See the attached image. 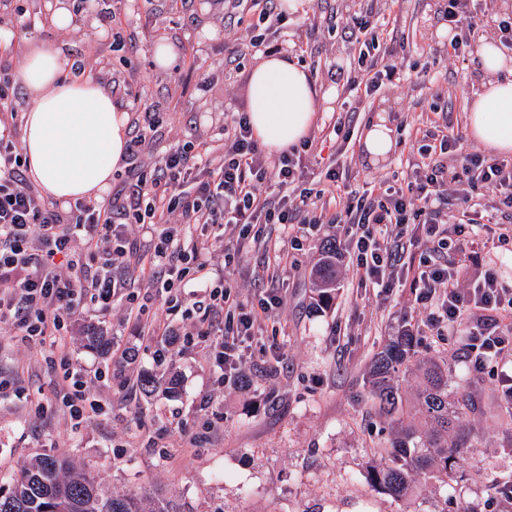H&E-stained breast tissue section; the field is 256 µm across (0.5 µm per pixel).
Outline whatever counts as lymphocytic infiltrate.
<instances>
[{"mask_svg": "<svg viewBox=\"0 0 512 512\" xmlns=\"http://www.w3.org/2000/svg\"><path fill=\"white\" fill-rule=\"evenodd\" d=\"M448 24L444 52L451 63H465L486 33L512 50V12H477L476 0H446ZM344 28L358 49L356 75L347 78L348 111H358L399 79L396 64L378 57L380 41L372 12L346 17ZM11 62L0 57V323L24 342L54 347L64 371L62 399L71 420L102 415L86 399L83 369L75 367L65 344L70 322L86 303L115 298L134 301L135 282L127 271L137 254L125 227L139 225L146 235L149 270L146 285L167 314L191 303L193 334L206 352L217 382L240 379L239 343L258 335L262 322L281 307L277 289H267L253 307L235 295L228 277L215 285L206 279L212 242L224 239L229 225L285 224L291 240L324 224L341 225L353 253L352 277L360 288L388 296L409 284L418 304L430 307L436 334L461 326L483 311L512 315V289L493 272L465 280L455 256L462 252L466 227L481 222L512 223V160L467 154L455 159L459 141L448 123L416 129L419 147L402 175L374 182L363 192L341 194L346 184L335 157L321 164L326 183L305 187L308 167L298 148L270 157L253 136L247 113L226 108L222 153L211 146L166 151L150 171L131 174L117 198L66 207L47 203L30 186L16 138L18 113L13 101ZM299 194H290V187ZM495 193L491 210L479 209L483 192ZM457 210H449V200ZM202 225L206 237L185 233ZM425 242L418 263L405 262L402 241ZM66 272H59L58 260ZM193 281L200 293L186 295Z\"/></svg>", "mask_w": 512, "mask_h": 512, "instance_id": "lymphocytic-infiltrate-1", "label": "lymphocytic infiltrate"}]
</instances>
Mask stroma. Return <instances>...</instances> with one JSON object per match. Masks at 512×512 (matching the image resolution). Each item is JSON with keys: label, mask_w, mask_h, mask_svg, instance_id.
I'll list each match as a JSON object with an SVG mask.
<instances>
[{"label": "stroma", "mask_w": 512, "mask_h": 512, "mask_svg": "<svg viewBox=\"0 0 512 512\" xmlns=\"http://www.w3.org/2000/svg\"><path fill=\"white\" fill-rule=\"evenodd\" d=\"M438 6V0H307L315 27L289 30L305 51L304 69L316 72L319 90L334 93L317 115L305 157L336 154L349 173L350 190L363 191L371 180L401 171L409 151L407 134L398 128L403 121L416 126L448 113L461 136L458 155L479 148L467 130L474 65L440 58L436 46L448 33L434 16ZM55 7L54 0H0V28L11 34L0 55L9 57L17 73L27 44L50 43L68 63H82L94 74L128 121L136 119L128 109L133 98L153 106L155 127L140 152L125 157L113 173L112 190L124 185L130 171L150 169L172 147L222 145L225 107L248 109L250 74L260 60L245 31L258 19L251 0H88L80 23L64 29L50 20ZM367 7L385 15L396 62L420 77L383 87L370 107L355 113L350 145L339 154L323 132L341 111L343 75L356 67L357 55L338 22ZM102 9L116 15L114 29L102 28ZM161 42L174 50L172 67L155 61L153 50ZM437 90L442 96L436 100ZM380 115L395 128L396 146L376 163L362 147V133ZM263 236L287 253L286 268L269 264L252 233L239 226L227 228L225 247L213 257L220 271L228 265L225 254H233L228 266L240 301L255 302L271 286L283 298L249 343L241 361L245 383L215 385L201 347L184 340L172 343L163 336L155 345L144 343L126 301L118 299L83 316L112 333L114 355L85 349L79 332L66 338L74 360L88 371L87 394L108 407L105 415L78 424L60 396L62 372L49 348L20 343L9 326H0V379L11 383L0 395V485L36 457L54 454L71 456L112 491L156 486L181 512H512L492 481L512 451V435L472 412L466 426L474 446L464 480H421L403 498L374 486L369 469L380 461L374 452L380 420L364 385L374 356L410 323L419 334L418 356L446 362L452 388L477 386L482 402L502 407L512 351L477 363L465 331L430 335L427 312L409 287H396L384 299L376 290L352 287L346 267L332 308L321 309L311 271L324 242L342 241L340 228L323 225L298 250L282 225H266ZM459 258L469 274L494 270L512 289V252L468 246ZM158 348L168 351L161 363L154 359ZM168 369L180 380L178 397L140 392L137 378H158Z\"/></svg>", "instance_id": "1"}]
</instances>
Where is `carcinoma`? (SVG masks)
Wrapping results in <instances>:
<instances>
[{"mask_svg":"<svg viewBox=\"0 0 512 512\" xmlns=\"http://www.w3.org/2000/svg\"><path fill=\"white\" fill-rule=\"evenodd\" d=\"M312 281L319 305L329 308L336 299V244L322 247ZM111 338L90 326L84 347L103 351ZM413 351V335L404 330L374 358L366 386L378 416L389 427V444L379 448L385 463L374 467L370 480L396 498L411 493L417 478L441 483L463 477L461 460L473 447L463 427L474 410L468 394L448 388V365L432 358L417 364L420 378L415 403L405 404L394 375ZM0 512H180L175 501L152 486L134 492L106 490L89 472L75 470L66 455H44L24 467L8 487L0 488Z\"/></svg>","mask_w":512,"mask_h":512,"instance_id":"1","label":"carcinoma"}]
</instances>
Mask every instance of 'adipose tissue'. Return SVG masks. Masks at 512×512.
I'll return each instance as SVG.
<instances>
[{"instance_id": "adipose-tissue-1", "label": "adipose tissue", "mask_w": 512, "mask_h": 512, "mask_svg": "<svg viewBox=\"0 0 512 512\" xmlns=\"http://www.w3.org/2000/svg\"><path fill=\"white\" fill-rule=\"evenodd\" d=\"M478 56L482 79L468 99L469 132L490 155L507 156L512 154V59L490 42L480 46ZM20 78L30 97L23 148L32 181L56 200L100 198L126 155V114L94 77H69L66 60L51 44L29 47ZM327 99L296 62L281 54L265 56L250 75L255 137L274 152L297 145Z\"/></svg>"}]
</instances>
